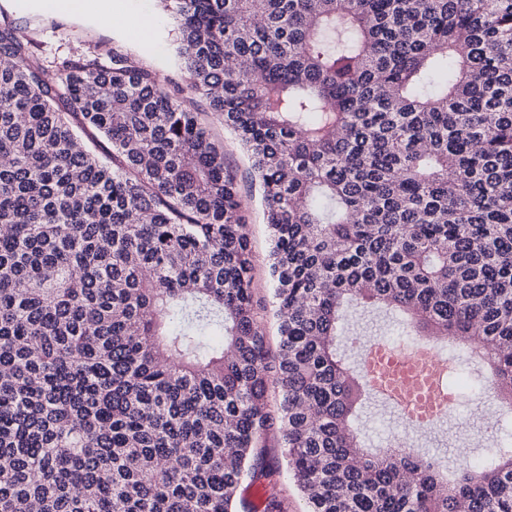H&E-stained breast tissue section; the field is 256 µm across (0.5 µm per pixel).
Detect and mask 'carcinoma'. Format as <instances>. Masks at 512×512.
<instances>
[{
	"label": "carcinoma",
	"instance_id": "carcinoma-1",
	"mask_svg": "<svg viewBox=\"0 0 512 512\" xmlns=\"http://www.w3.org/2000/svg\"><path fill=\"white\" fill-rule=\"evenodd\" d=\"M172 3L175 95L117 49L47 84L0 26V512H285L273 441L307 512H512V446L366 451L338 344L398 312L512 401V0ZM192 94L258 181L274 356Z\"/></svg>",
	"mask_w": 512,
	"mask_h": 512
}]
</instances>
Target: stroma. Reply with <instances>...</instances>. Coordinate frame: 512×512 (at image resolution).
Instances as JSON below:
<instances>
[{
	"label": "stroma",
	"instance_id": "obj_1",
	"mask_svg": "<svg viewBox=\"0 0 512 512\" xmlns=\"http://www.w3.org/2000/svg\"><path fill=\"white\" fill-rule=\"evenodd\" d=\"M132 15L149 13L158 22L147 39L128 35L121 22H109L100 10L94 9L81 15L60 10L43 12L39 0H0V24L15 28L30 43L35 55L45 61L42 78L55 83L56 65L65 59H91L118 48L143 66L156 71L167 88L183 85L185 72L176 55L179 31L169 0H125ZM190 108L204 113L215 141L224 146V163L236 177L243 202L242 215L247 224L251 247L257 258L255 269L256 294L263 299L266 309L260 323L270 349L279 343L278 319L275 315L273 283L268 274L266 257L271 247L270 229L264 217V204L258 183L247 155L235 137L225 130L223 123L208 111L203 97H195ZM392 339L394 344L409 347L415 339L401 333V328L391 315L380 310L352 309L340 338L343 349H350L354 338L366 337L375 332ZM512 408L498 399L476 406L471 396H464L452 413L447 432L454 447L464 449L466 458H476L484 445L489 444V434L499 431L504 417ZM359 428L369 448L384 446L387 437L399 431V422L375 402L366 403L359 420Z\"/></svg>",
	"mask_w": 512,
	"mask_h": 512
}]
</instances>
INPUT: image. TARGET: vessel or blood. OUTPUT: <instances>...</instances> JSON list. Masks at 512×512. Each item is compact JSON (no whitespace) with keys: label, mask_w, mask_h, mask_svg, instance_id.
<instances>
[{"label":"vessel or blood","mask_w":512,"mask_h":512,"mask_svg":"<svg viewBox=\"0 0 512 512\" xmlns=\"http://www.w3.org/2000/svg\"><path fill=\"white\" fill-rule=\"evenodd\" d=\"M359 349L360 374L368 391L403 426L423 430L455 410L454 395L443 387L449 363L433 346L396 350L370 336Z\"/></svg>","instance_id":"vessel-or-blood-1"}]
</instances>
